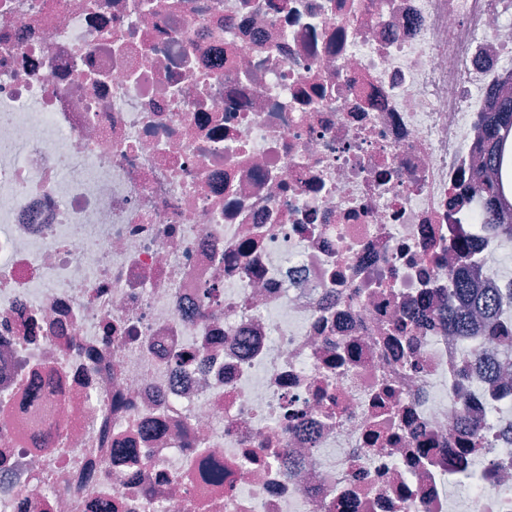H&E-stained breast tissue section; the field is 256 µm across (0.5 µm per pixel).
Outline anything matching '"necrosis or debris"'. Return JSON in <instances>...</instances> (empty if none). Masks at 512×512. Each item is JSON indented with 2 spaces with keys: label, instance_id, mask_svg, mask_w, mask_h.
Segmentation results:
<instances>
[{
  "label": "necrosis or debris",
  "instance_id": "1",
  "mask_svg": "<svg viewBox=\"0 0 512 512\" xmlns=\"http://www.w3.org/2000/svg\"><path fill=\"white\" fill-rule=\"evenodd\" d=\"M509 99L512 0H0V512H512ZM498 113V120L496 124L491 127L488 134L491 147L484 156L486 165L500 164V150H502L510 139L512 132V99L510 101H504ZM455 286L457 301L448 310V328L463 333L468 330L473 314L478 313L486 320L489 336L502 341L512 351V321L511 325L499 321L495 298L478 288L464 273L457 274Z\"/></svg>",
  "mask_w": 512,
  "mask_h": 512
}]
</instances>
